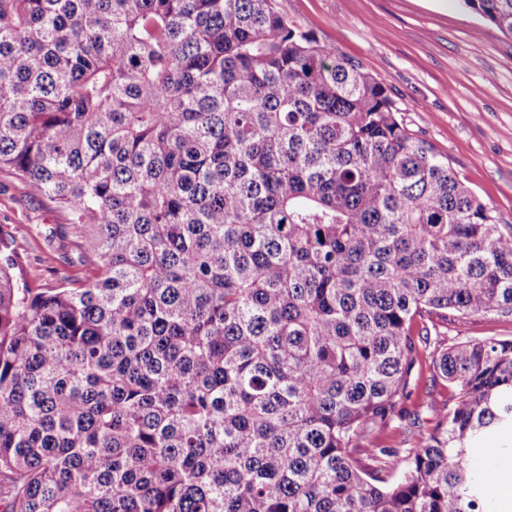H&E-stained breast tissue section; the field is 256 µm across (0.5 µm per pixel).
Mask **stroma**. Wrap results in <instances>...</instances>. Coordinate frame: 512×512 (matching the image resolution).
Segmentation results:
<instances>
[{"instance_id": "obj_1", "label": "stroma", "mask_w": 512, "mask_h": 512, "mask_svg": "<svg viewBox=\"0 0 512 512\" xmlns=\"http://www.w3.org/2000/svg\"><path fill=\"white\" fill-rule=\"evenodd\" d=\"M288 17L382 80L410 128L512 224V38L463 0H280ZM66 217L0 169V224L34 284L81 274L74 245L43 235Z\"/></svg>"}]
</instances>
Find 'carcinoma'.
Listing matches in <instances>:
<instances>
[{
	"label": "carcinoma",
	"mask_w": 512,
	"mask_h": 512,
	"mask_svg": "<svg viewBox=\"0 0 512 512\" xmlns=\"http://www.w3.org/2000/svg\"><path fill=\"white\" fill-rule=\"evenodd\" d=\"M2 167L85 273L0 227V512H487L512 337L445 329L512 322V224L278 0H0ZM0 224H7L25 257L24 273L32 283L48 287L63 275H82L80 266L69 264L76 262L78 255L72 243L63 249L55 248L54 260L46 259L50 248L44 236L50 229L63 231L60 225L67 224L64 213L43 202L29 183L7 169H0ZM449 337L479 336L500 338L512 336V323L493 317H472L462 323H457L448 331Z\"/></svg>",
	"instance_id": "carcinoma-1"
}]
</instances>
